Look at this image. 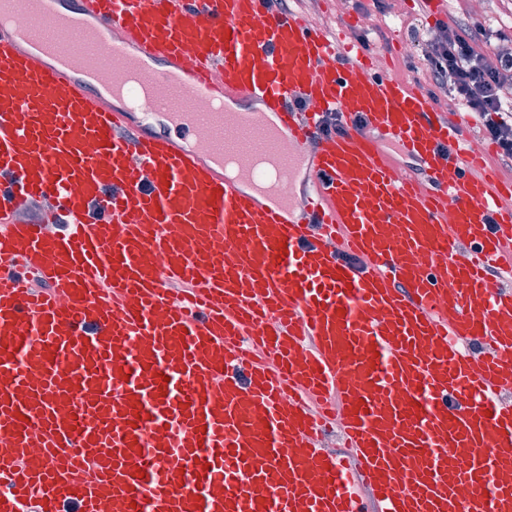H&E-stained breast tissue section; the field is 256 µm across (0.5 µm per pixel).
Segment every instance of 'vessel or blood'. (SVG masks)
I'll use <instances>...</instances> for the list:
<instances>
[{"label": "vessel or blood", "instance_id": "vessel-or-blood-1", "mask_svg": "<svg viewBox=\"0 0 512 512\" xmlns=\"http://www.w3.org/2000/svg\"><path fill=\"white\" fill-rule=\"evenodd\" d=\"M4 9L0 512H512V180L427 92L269 0Z\"/></svg>", "mask_w": 512, "mask_h": 512}]
</instances>
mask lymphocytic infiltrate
Returning a JSON list of instances; mask_svg holds the SVG:
<instances>
[{"label": "lymphocytic infiltrate", "mask_w": 512, "mask_h": 512, "mask_svg": "<svg viewBox=\"0 0 512 512\" xmlns=\"http://www.w3.org/2000/svg\"><path fill=\"white\" fill-rule=\"evenodd\" d=\"M439 29L446 39L414 43L406 67L418 87L446 91L475 116L477 134L496 145V162L511 170L512 30L455 15Z\"/></svg>", "instance_id": "lymphocytic-infiltrate-1"}]
</instances>
